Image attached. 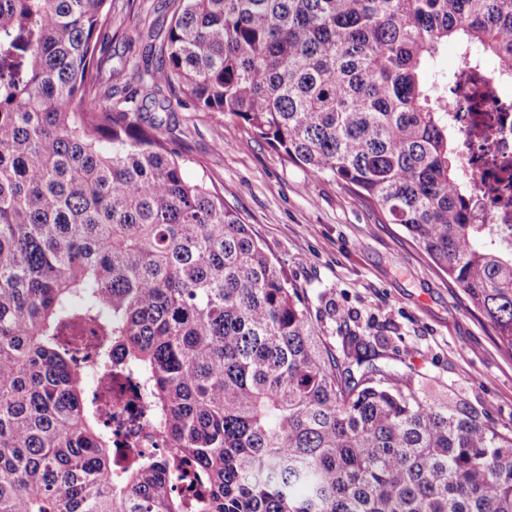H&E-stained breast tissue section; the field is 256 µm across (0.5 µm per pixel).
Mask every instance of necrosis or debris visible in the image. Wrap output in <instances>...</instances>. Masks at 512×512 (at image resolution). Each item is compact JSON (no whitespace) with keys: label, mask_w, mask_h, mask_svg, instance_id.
<instances>
[{"label":"necrosis or debris","mask_w":512,"mask_h":512,"mask_svg":"<svg viewBox=\"0 0 512 512\" xmlns=\"http://www.w3.org/2000/svg\"><path fill=\"white\" fill-rule=\"evenodd\" d=\"M459 78L449 89L448 119L461 150L463 179L473 192L474 223L512 227V79L497 66L459 60ZM93 391L107 397L101 413L112 433L117 465L131 449L160 454L167 446L139 378L129 372L95 380Z\"/></svg>","instance_id":"obj_1"}]
</instances>
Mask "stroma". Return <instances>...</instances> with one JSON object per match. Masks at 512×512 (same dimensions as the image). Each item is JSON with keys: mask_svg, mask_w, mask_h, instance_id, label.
Masks as SVG:
<instances>
[{"mask_svg": "<svg viewBox=\"0 0 512 512\" xmlns=\"http://www.w3.org/2000/svg\"><path fill=\"white\" fill-rule=\"evenodd\" d=\"M112 26L97 47L113 101L144 93L137 64L142 30L168 26L165 0H112ZM161 132L259 237L308 302L334 352L364 339L394 369L412 375L419 396L454 397L485 423L512 430V354L460 286L397 224L335 179L288 163L265 140L222 114L178 106Z\"/></svg>", "mask_w": 512, "mask_h": 512, "instance_id": "35a3bbf8", "label": "stroma"}]
</instances>
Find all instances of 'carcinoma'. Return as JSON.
<instances>
[{
    "mask_svg": "<svg viewBox=\"0 0 512 512\" xmlns=\"http://www.w3.org/2000/svg\"><path fill=\"white\" fill-rule=\"evenodd\" d=\"M107 0H0V512H512V432L351 339L160 135L100 94ZM146 98L167 88L341 182L399 224L512 355V242L473 224L448 131L454 41L512 73V0H170ZM106 337L138 373L165 454L112 474L99 404L60 337ZM205 493L174 491L180 463Z\"/></svg>",
    "mask_w": 512,
    "mask_h": 512,
    "instance_id": "carcinoma-1",
    "label": "carcinoma"
}]
</instances>
